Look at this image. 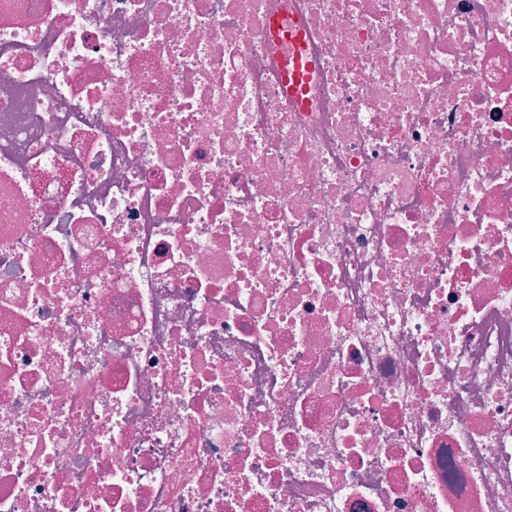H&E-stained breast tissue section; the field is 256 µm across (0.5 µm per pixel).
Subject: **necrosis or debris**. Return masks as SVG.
Segmentation results:
<instances>
[{
  "label": "necrosis or debris",
  "instance_id": "obj_1",
  "mask_svg": "<svg viewBox=\"0 0 512 512\" xmlns=\"http://www.w3.org/2000/svg\"><path fill=\"white\" fill-rule=\"evenodd\" d=\"M0 512H512V0H0Z\"/></svg>",
  "mask_w": 512,
  "mask_h": 512
}]
</instances>
